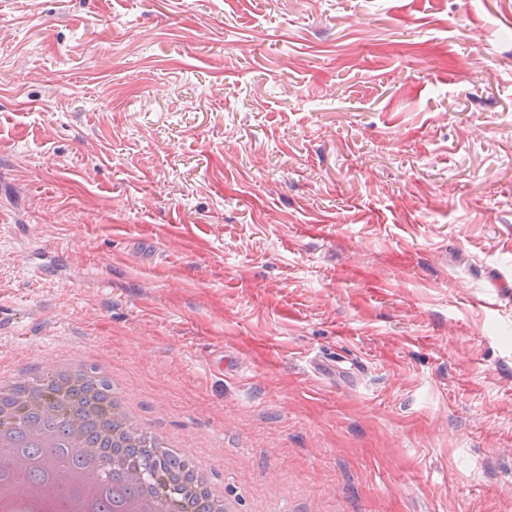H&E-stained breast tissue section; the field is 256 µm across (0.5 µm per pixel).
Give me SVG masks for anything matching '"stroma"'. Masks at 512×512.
<instances>
[{
  "label": "stroma",
  "mask_w": 512,
  "mask_h": 512,
  "mask_svg": "<svg viewBox=\"0 0 512 512\" xmlns=\"http://www.w3.org/2000/svg\"><path fill=\"white\" fill-rule=\"evenodd\" d=\"M75 354L242 512H512V0H0V368Z\"/></svg>",
  "instance_id": "stroma-1"
}]
</instances>
